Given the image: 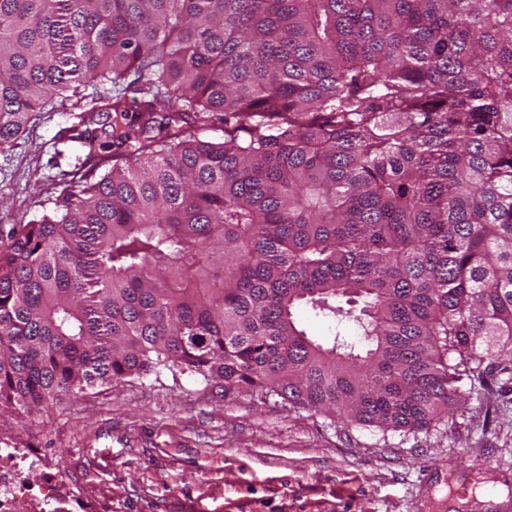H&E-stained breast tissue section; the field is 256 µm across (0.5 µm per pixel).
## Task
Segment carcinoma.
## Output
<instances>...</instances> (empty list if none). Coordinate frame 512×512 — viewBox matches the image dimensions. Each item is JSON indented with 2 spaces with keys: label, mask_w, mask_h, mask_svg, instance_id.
<instances>
[{
  "label": "carcinoma",
  "mask_w": 512,
  "mask_h": 512,
  "mask_svg": "<svg viewBox=\"0 0 512 512\" xmlns=\"http://www.w3.org/2000/svg\"><path fill=\"white\" fill-rule=\"evenodd\" d=\"M87 83L139 116L0 248L1 402L164 367L422 430L512 362V0H0V145ZM300 320L303 323L308 334L316 337H329L334 336L337 330H340L343 335L348 336L355 344H358L360 337L358 329L353 325L346 323L337 328L336 323L328 322L323 318L314 316L308 311L300 313Z\"/></svg>",
  "instance_id": "obj_1"
}]
</instances>
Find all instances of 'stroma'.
<instances>
[{"label": "stroma", "mask_w": 512, "mask_h": 512, "mask_svg": "<svg viewBox=\"0 0 512 512\" xmlns=\"http://www.w3.org/2000/svg\"><path fill=\"white\" fill-rule=\"evenodd\" d=\"M105 86L86 87L0 146V247L81 175L103 174L78 135ZM426 430L344 425L331 412L163 369L60 404L0 406V448L22 449L28 512H503L512 501V367Z\"/></svg>", "instance_id": "stroma-1"}]
</instances>
